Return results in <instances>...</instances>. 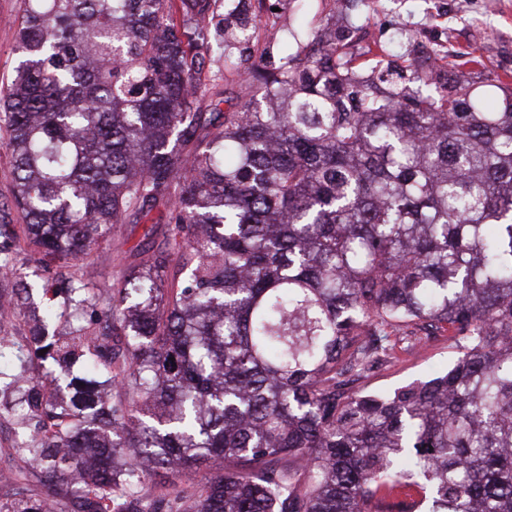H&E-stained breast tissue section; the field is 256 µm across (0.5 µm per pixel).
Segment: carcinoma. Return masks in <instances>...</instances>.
<instances>
[{
    "label": "carcinoma",
    "mask_w": 512,
    "mask_h": 512,
    "mask_svg": "<svg viewBox=\"0 0 512 512\" xmlns=\"http://www.w3.org/2000/svg\"><path fill=\"white\" fill-rule=\"evenodd\" d=\"M258 5L23 0L0 224L63 263L130 215L168 236L103 293L43 282L31 334L0 337L23 462L0 512H512V86L438 49L360 62L334 14L269 69ZM215 47L255 90L232 111ZM13 261L1 243L0 278ZM59 307L90 325L50 330ZM417 330L453 363L356 387Z\"/></svg>",
    "instance_id": "carcinoma-1"
}]
</instances>
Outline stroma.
<instances>
[{
    "instance_id": "1",
    "label": "stroma",
    "mask_w": 512,
    "mask_h": 512,
    "mask_svg": "<svg viewBox=\"0 0 512 512\" xmlns=\"http://www.w3.org/2000/svg\"><path fill=\"white\" fill-rule=\"evenodd\" d=\"M458 0H373L370 8L354 18L358 28L357 49L392 53L395 59L424 55L439 48L453 64L477 59L492 76H512V0H468L467 13H459ZM22 0H0V86L6 85L18 64L15 52V25ZM330 16L328 0H301L296 12L263 10L265 26L288 30L321 27ZM164 225L145 218L137 224L116 226L107 241L76 270L100 287L111 285L120 271L134 260L138 245L164 242ZM456 355L447 335L430 337L413 354L383 365L364 380L369 390L393 389L425 379L448 367Z\"/></svg>"
}]
</instances>
